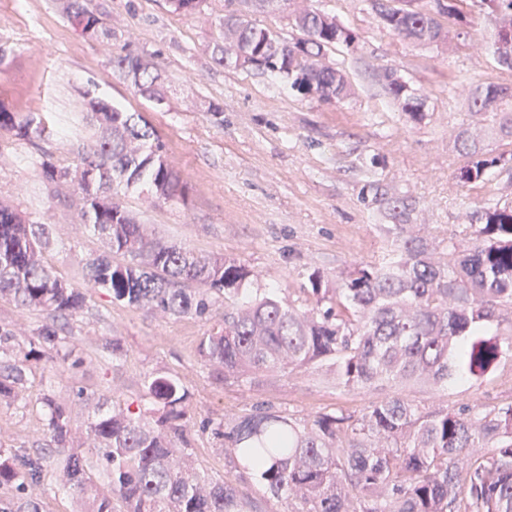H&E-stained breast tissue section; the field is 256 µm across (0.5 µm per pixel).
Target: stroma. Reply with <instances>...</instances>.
<instances>
[{
  "mask_svg": "<svg viewBox=\"0 0 512 512\" xmlns=\"http://www.w3.org/2000/svg\"><path fill=\"white\" fill-rule=\"evenodd\" d=\"M116 33L109 48L86 41L62 16L56 0H0V43L14 53L0 68V98L41 113L53 133L56 159L94 142L98 131L85 117L81 94L98 93L142 112L160 133L189 187L187 204L146 207L138 194L125 205L159 237L207 255L224 257L258 272L256 288L304 305L302 274L329 277L377 260L387 242L378 225L383 207L364 202L369 179L409 196L411 221L442 240L467 223L470 213L493 201L512 205V169L495 168L483 180L457 178L466 158L456 142L475 121L454 77L472 86L512 87V69L494 53L495 25L473 13L467 35L453 52L428 49L380 24L366 0H310L355 31L354 45H339L330 59L349 77L354 95L341 103L306 98L270 74L216 66L203 47L219 34L224 0H207L209 24L168 12L162 0H105ZM142 53L168 78L169 110L135 97L112 71V57ZM399 76L423 99L413 119L385 94V73ZM223 104L221 116L209 102ZM32 149L0 131V197L55 235L44 252L57 274L81 283L86 258L102 247L76 228L64 206L51 207ZM224 323V305L209 316L161 317L97 294L70 319L81 365L51 370L46 358L29 363L23 406L0 404V446L28 445L44 428V394L71 410L75 435H84L92 409L78 393L108 406L136 400L142 385L173 375L189 392L184 439L194 468L213 478L232 467L214 431L228 413H251L265 404L298 417L367 407L370 396L339 391L325 374L270 371L253 384L224 381L199 352L203 336ZM119 338L121 362L103 343ZM401 395L433 408L501 405L512 401V361L487 378L441 386H406ZM46 512H85L84 499L62 488L47 465L40 491Z\"/></svg>",
  "mask_w": 512,
  "mask_h": 512,
  "instance_id": "stroma-1",
  "label": "stroma"
}]
</instances>
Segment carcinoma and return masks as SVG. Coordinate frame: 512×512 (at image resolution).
<instances>
[{"label":"carcinoma","instance_id":"1","mask_svg":"<svg viewBox=\"0 0 512 512\" xmlns=\"http://www.w3.org/2000/svg\"><path fill=\"white\" fill-rule=\"evenodd\" d=\"M250 11L279 10L293 0H224L220 34L205 45L223 68L270 73L305 97L344 101L353 88L326 53L357 36L336 17L308 5L289 23L301 36L287 40L253 20L239 21L237 5ZM400 0H369L382 24L424 47L452 48L432 9L411 12ZM458 32L472 20L466 0H445ZM205 0H166L170 11L199 16ZM496 23L499 61L512 69V0H480ZM58 8L92 44L116 33L108 12L95 0H58ZM113 72L134 95L165 100L167 77L138 53L112 56ZM386 91L413 118L423 102L387 77ZM512 87L488 85L468 93L471 112L490 114L500 133L512 137V113L498 111ZM84 112L100 136L77 150L66 164L53 161L42 115L22 112L0 99V131L38 154L42 183L53 189L48 203L70 183L81 224L103 243L88 259L83 283L61 280L47 265L44 249L50 225L32 220L0 199V299L21 310H39L49 321L35 329L29 351L16 330L0 326V404H17L27 380L29 354L46 352L67 363L75 338L63 335L59 318L73 316L96 290L113 301L164 316L206 317L224 298V327L204 337L201 355L224 372V381L251 383L269 370L290 372L327 367L343 392L375 393L392 382L446 384L485 375L512 359V207L488 203L471 213L462 236L435 243L410 223L412 203L379 182L368 188L384 204L389 223L386 253L339 280L304 272L310 307L302 309L275 289L238 300L256 278L254 271L222 257L197 253L158 238L122 203L128 192L153 194L158 201L188 203L159 132L141 114L128 112L95 91L84 92ZM468 155L459 178H484L506 164L479 146L478 136L457 138ZM504 329L491 335L492 323ZM188 392L175 379L157 376L144 383L136 403L103 410L89 422L92 458L71 446L67 406L43 397L45 428L30 447L0 448V512H43L45 464L57 459L64 488L81 495L97 470L107 493H96L87 512H255L229 477L213 480L193 471L174 446L183 437ZM224 455L235 467L246 462L249 478L272 497L288 502L287 512H512V402L472 408H431L394 393L357 415L322 413L309 420L270 408L224 419Z\"/></svg>","mask_w":512,"mask_h":512}]
</instances>
